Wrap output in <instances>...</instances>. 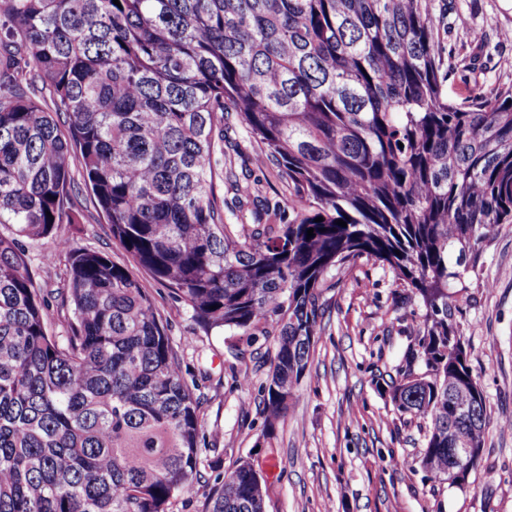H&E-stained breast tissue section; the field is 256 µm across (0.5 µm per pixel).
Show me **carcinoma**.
<instances>
[{"label":"carcinoma","mask_w":512,"mask_h":512,"mask_svg":"<svg viewBox=\"0 0 512 512\" xmlns=\"http://www.w3.org/2000/svg\"><path fill=\"white\" fill-rule=\"evenodd\" d=\"M119 2L0 0V512H170L201 464L199 402L131 268L57 238L50 333L23 239L79 223L75 151L113 238L202 330L277 337L270 432L309 371L324 275L387 265L425 308L390 400L427 425L430 478L448 482L451 448L475 470L486 402L458 404L478 382L451 262L512 223V85L444 93L433 0ZM229 110L287 182L288 223H228ZM243 465L203 512H263L279 477Z\"/></svg>","instance_id":"carcinoma-1"}]
</instances>
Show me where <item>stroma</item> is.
Wrapping results in <instances>:
<instances>
[{"label": "stroma", "instance_id": "stroma-1", "mask_svg": "<svg viewBox=\"0 0 512 512\" xmlns=\"http://www.w3.org/2000/svg\"><path fill=\"white\" fill-rule=\"evenodd\" d=\"M434 13L452 66L444 81L449 96L512 83V0H434ZM258 152L237 114L229 113L217 183L221 194L240 202L232 223H254L268 204L288 206L287 185L273 166L256 165ZM78 204L81 223L60 225L58 235L131 265L87 191H80ZM26 247L39 288L56 306L68 280L65 259L55 256L50 238ZM136 275L167 319L184 370L198 378L201 477L172 512H202L203 492L216 476L269 448L277 451L282 476L265 512H512V224L500 225L473 268L451 285L461 296L452 320L486 397L483 461L461 488L434 481L419 467L426 425L397 412L389 398L424 308L388 266L361 258L327 272L309 371L270 434L264 395L275 338L249 345L218 329L203 332L167 286L144 270ZM234 347L240 358L232 357Z\"/></svg>", "mask_w": 512, "mask_h": 512}]
</instances>
